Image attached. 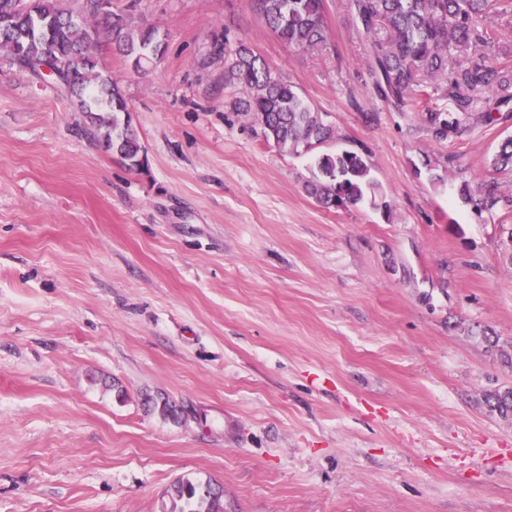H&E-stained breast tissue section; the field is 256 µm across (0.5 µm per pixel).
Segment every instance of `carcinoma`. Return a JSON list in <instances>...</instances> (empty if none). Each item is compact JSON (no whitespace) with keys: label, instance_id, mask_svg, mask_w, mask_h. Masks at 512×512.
<instances>
[{"label":"carcinoma","instance_id":"cac0c4a2","mask_svg":"<svg viewBox=\"0 0 512 512\" xmlns=\"http://www.w3.org/2000/svg\"><path fill=\"white\" fill-rule=\"evenodd\" d=\"M494 0H351L355 23L372 35L383 27L384 42L370 43V71L377 92L396 110L411 105L439 141L460 138L474 113L492 124L512 111V69L494 67L479 54L491 44L485 26ZM254 8L284 43L304 50L328 40L323 0H254ZM115 44L139 69L161 52L154 30L128 28L118 14L98 8L96 0H0V50L19 67L40 74L46 49L59 58L76 60L65 72L61 91L79 103L85 131L105 150L134 169L144 166L143 148L132 126L119 82L98 69L102 42ZM469 55L462 63L450 49ZM442 78L448 109L431 105L430 86L419 78ZM224 78L245 94L242 111L261 125L266 140L290 152H310L336 139L335 129L287 81L272 76L264 59L240 44L224 49ZM317 175L308 192L327 209H347L361 203L374 189L364 155L342 150L316 159ZM497 173L512 176V136L500 144L491 160ZM463 200L479 211L512 207V195L490 181L460 188ZM487 409L512 417V387L491 388L484 394ZM168 512H224L223 494L212 483L179 480L172 488Z\"/></svg>","mask_w":512,"mask_h":512}]
</instances>
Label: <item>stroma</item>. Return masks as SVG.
I'll use <instances>...</instances> for the list:
<instances>
[{
  "label": "stroma",
  "instance_id": "stroma-1",
  "mask_svg": "<svg viewBox=\"0 0 512 512\" xmlns=\"http://www.w3.org/2000/svg\"><path fill=\"white\" fill-rule=\"evenodd\" d=\"M497 7L487 60L512 67ZM112 10L165 46L139 70L98 54L143 169L0 52V512H167L186 477L223 488L224 512H512V419L483 402L512 387V210L458 195L512 187L490 165L512 117L438 141L393 111L349 0H323L316 50L252 0ZM216 31L335 127L323 152L364 153L374 193H308L315 153L264 140L207 60ZM464 201L471 202L478 212H492L500 207H512V193L505 195L498 181L485 182L477 185L474 190L464 184L460 190Z\"/></svg>",
  "mask_w": 512,
  "mask_h": 512
}]
</instances>
